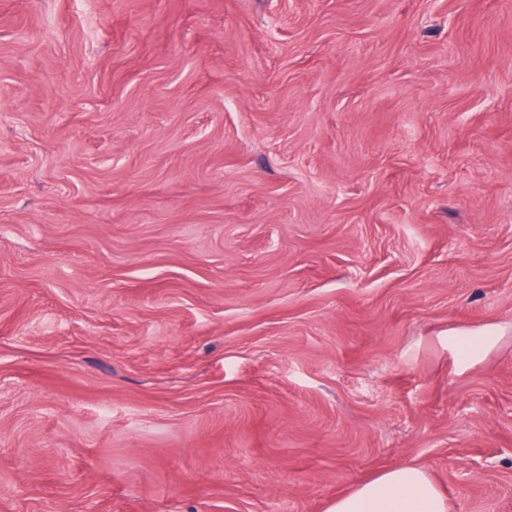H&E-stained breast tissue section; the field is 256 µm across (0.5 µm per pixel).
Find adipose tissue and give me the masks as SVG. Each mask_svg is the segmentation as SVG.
Segmentation results:
<instances>
[{
  "instance_id": "ef3b65f1",
  "label": "adipose tissue",
  "mask_w": 512,
  "mask_h": 512,
  "mask_svg": "<svg viewBox=\"0 0 512 512\" xmlns=\"http://www.w3.org/2000/svg\"><path fill=\"white\" fill-rule=\"evenodd\" d=\"M328 512H450L448 497L425 468L405 464L336 498Z\"/></svg>"
}]
</instances>
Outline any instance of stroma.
<instances>
[{
	"instance_id": "stroma-1",
	"label": "stroma",
	"mask_w": 512,
	"mask_h": 512,
	"mask_svg": "<svg viewBox=\"0 0 512 512\" xmlns=\"http://www.w3.org/2000/svg\"><path fill=\"white\" fill-rule=\"evenodd\" d=\"M405 463L512 512V0H0V512Z\"/></svg>"
}]
</instances>
